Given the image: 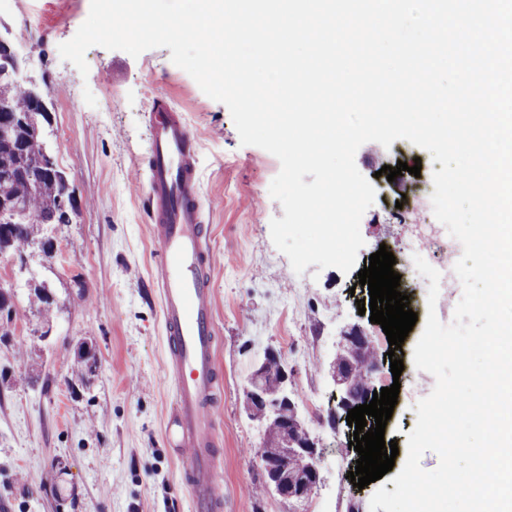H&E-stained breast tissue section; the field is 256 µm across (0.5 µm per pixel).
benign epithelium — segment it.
<instances>
[{"instance_id":"7a95c632","label":"benign epithelium","mask_w":512,"mask_h":512,"mask_svg":"<svg viewBox=\"0 0 512 512\" xmlns=\"http://www.w3.org/2000/svg\"><path fill=\"white\" fill-rule=\"evenodd\" d=\"M372 343L371 334L358 324L347 326L339 336V344L342 347L356 349ZM356 367L355 359L341 365L336 364V360L333 359L326 367L336 391V409L330 412L328 418V425L332 428L336 427L337 411L346 414L356 406L370 403L373 398V382L358 384L355 376ZM265 378L263 368H256L245 391V408L256 412L255 420L261 424L270 419L279 424L283 434V456L298 459L302 472L301 476L294 477L288 474V467L281 460L274 458L264 459L262 467L274 485V492L280 498L303 501L310 497L321 481L317 466V443L296 423L291 399L272 401L267 397Z\"/></svg>"}]
</instances>
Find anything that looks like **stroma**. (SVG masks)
Wrapping results in <instances>:
<instances>
[{
  "label": "stroma",
  "mask_w": 512,
  "mask_h": 512,
  "mask_svg": "<svg viewBox=\"0 0 512 512\" xmlns=\"http://www.w3.org/2000/svg\"><path fill=\"white\" fill-rule=\"evenodd\" d=\"M90 0H17L0 14L25 61V80L47 88L52 101L48 139L68 177L75 213L49 226L53 252L32 250L26 263L0 257V286L12 289L20 317L0 324V505L7 512H56L55 464L65 461L76 495L65 512H192L180 463L166 435L175 407L161 313L150 282L154 248L140 207L143 165L150 154L146 105L165 95L184 113L199 141L202 199L211 226L215 263L217 366L221 373L216 433L222 456L216 467L224 512H370L374 486L353 487V430L326 418L334 387L323 368L333 359L342 330L368 327L378 354L394 352L400 378L384 372L375 387L400 382L398 402L385 428L403 466L407 436L416 425V389L431 392L434 377L414 364L423 333L417 322L398 350H390L380 325L359 314L368 298L358 272L379 247L404 264L407 237L388 213L411 194L434 164L426 150L405 140L391 147L362 145L355 163L377 192L364 213L365 245L350 273L329 267L296 274L273 244L272 219L283 217L269 192L279 160L262 148L241 145L228 108L208 97L173 64L170 49L133 57L90 47L87 73L62 59L58 47L87 19ZM420 160L419 175L395 181L382 166ZM49 285L59 311L49 337L30 294ZM27 339L25 358L15 344ZM88 338L100 368L81 376L73 349ZM279 353L288 370V393L317 442L321 482L309 499L285 501L263 489L262 426L244 409V390L265 350Z\"/></svg>",
  "instance_id": "35a3bbf8"
}]
</instances>
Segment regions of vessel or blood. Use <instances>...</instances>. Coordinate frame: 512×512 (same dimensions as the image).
Wrapping results in <instances>:
<instances>
[{
    "mask_svg": "<svg viewBox=\"0 0 512 512\" xmlns=\"http://www.w3.org/2000/svg\"><path fill=\"white\" fill-rule=\"evenodd\" d=\"M147 124L152 149L145 164L144 201L157 259L152 284L176 390L172 447L194 512H223L216 481L215 267L199 190L198 151L184 113L170 98L152 99Z\"/></svg>",
    "mask_w": 512,
    "mask_h": 512,
    "instance_id": "obj_1",
    "label": "vessel or blood"
}]
</instances>
